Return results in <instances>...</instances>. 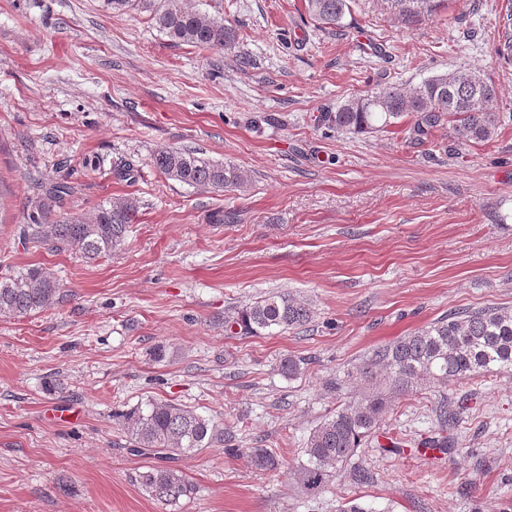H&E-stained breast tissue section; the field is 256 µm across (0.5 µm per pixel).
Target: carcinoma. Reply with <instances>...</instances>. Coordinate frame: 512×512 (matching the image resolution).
<instances>
[{"mask_svg": "<svg viewBox=\"0 0 512 512\" xmlns=\"http://www.w3.org/2000/svg\"><path fill=\"white\" fill-rule=\"evenodd\" d=\"M404 24L437 13L445 0H383ZM308 14L319 23L340 26L350 12V0H305ZM115 13L147 11L158 31L175 46L202 50L224 49L235 43V31L224 18L200 13L183 0H104ZM498 56L512 61V0L499 22ZM496 89L476 70L433 76L408 90L386 87L347 98L334 112L320 117L322 125L338 132H390L407 116L403 129L408 138L422 140L443 123L451 124L462 144L492 139L502 125L492 108ZM154 167L168 179L197 189L235 190L245 185L237 168L191 149L161 148L153 155ZM66 187L55 186L27 214L21 231L25 239L52 252L76 249L88 262L122 249L136 219L137 207L128 198L112 197L100 204L89 220L56 214ZM60 281L42 266L29 265L0 280V315L25 317L60 304ZM311 304L287 292L263 296L224 318L225 327H239L244 335L285 333L307 325ZM512 368V311L488 307L457 310L373 352L357 369L367 389L357 400L343 403L309 433L305 462L298 479L309 493L322 489L330 468L346 461L380 429L396 395L446 385L481 371ZM130 451L158 455L172 462L202 448L224 444V427L210 417L172 402L149 399L118 414ZM249 455L259 470H276L280 463L265 448ZM141 488L152 497L173 503L191 493L183 473L171 467H151L139 473Z\"/></svg>", "mask_w": 512, "mask_h": 512, "instance_id": "cac0c4a2", "label": "carcinoma"}]
</instances>
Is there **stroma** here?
<instances>
[{"label": "stroma", "mask_w": 512, "mask_h": 512, "mask_svg": "<svg viewBox=\"0 0 512 512\" xmlns=\"http://www.w3.org/2000/svg\"><path fill=\"white\" fill-rule=\"evenodd\" d=\"M185 2L221 13L232 47L173 46L147 14L103 0H0V278L36 264L67 293L52 310L0 316V512H512V370L397 397L324 489L308 494L297 477L309 432L358 397L356 370L377 347L452 310L512 311V62L496 53L506 0H447L409 26L381 0H352L332 29L305 0ZM462 69L497 88L506 121L490 141L318 121L354 94ZM163 146L247 182L225 192L165 178L152 163ZM62 180L65 215L134 199L121 250L89 264L22 243L28 207ZM272 292L307 300L309 324L225 329ZM288 357L304 370L284 373ZM147 399L224 424V444L177 461L193 491L173 504L137 482L161 459L117 430V413ZM442 401L458 409L449 429ZM443 438L450 447L426 452ZM252 448L277 453L280 469H255Z\"/></svg>", "instance_id": "stroma-1"}]
</instances>
